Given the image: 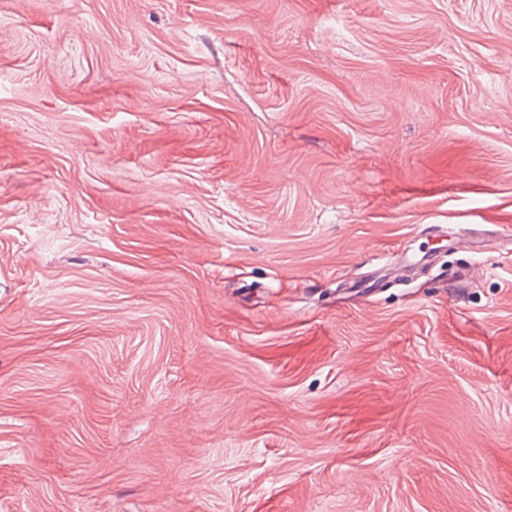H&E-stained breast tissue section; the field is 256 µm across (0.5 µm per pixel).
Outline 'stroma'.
<instances>
[{
	"label": "stroma",
	"mask_w": 512,
	"mask_h": 512,
	"mask_svg": "<svg viewBox=\"0 0 512 512\" xmlns=\"http://www.w3.org/2000/svg\"><path fill=\"white\" fill-rule=\"evenodd\" d=\"M0 512H512V0H0Z\"/></svg>",
	"instance_id": "1"
}]
</instances>
